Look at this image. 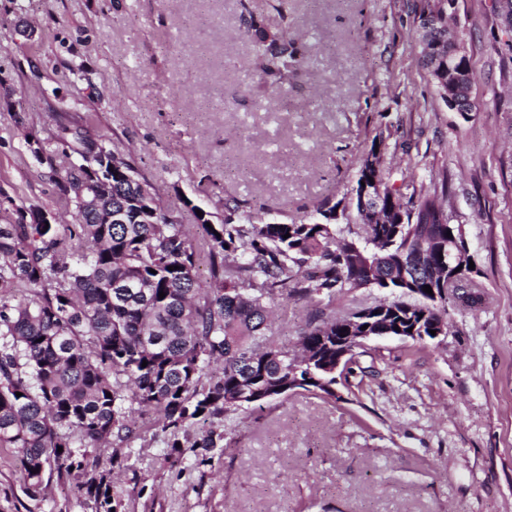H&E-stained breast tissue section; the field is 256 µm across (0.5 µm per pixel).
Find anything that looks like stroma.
<instances>
[{"mask_svg":"<svg viewBox=\"0 0 512 512\" xmlns=\"http://www.w3.org/2000/svg\"><path fill=\"white\" fill-rule=\"evenodd\" d=\"M420 0H0V224L75 221L74 128L134 164L193 242L238 202L253 223L306 220L352 189L375 138L403 201L445 188L475 268V303L435 340L376 338L338 398L299 390L185 425L168 460L160 416L96 451L119 455L121 512H512V28L499 0H455L477 74L468 115L427 68ZM302 47L279 93L260 86L246 13ZM278 299L270 342L296 349L312 318L390 300ZM222 445L206 450L209 433ZM0 448V512H96L64 475L24 493Z\"/></svg>","mask_w":512,"mask_h":512,"instance_id":"stroma-1","label":"stroma"}]
</instances>
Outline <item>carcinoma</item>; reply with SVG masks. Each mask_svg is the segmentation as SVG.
<instances>
[{
	"instance_id": "1",
	"label": "carcinoma",
	"mask_w": 512,
	"mask_h": 512,
	"mask_svg": "<svg viewBox=\"0 0 512 512\" xmlns=\"http://www.w3.org/2000/svg\"><path fill=\"white\" fill-rule=\"evenodd\" d=\"M426 16L438 29L448 27V0H421L419 18ZM250 28L261 43V80L282 89L304 65L303 52L253 16ZM374 152L363 159L345 202V224L359 222L348 229L354 235L349 243L336 242V203L321 205L300 224H255L248 215L236 223L239 206L228 202L229 215L218 224L203 212L198 221L212 288L199 278L198 251L183 225L139 209L137 202H154L156 193L116 150L110 154L122 173L94 197L96 151L82 153L83 163L68 172L76 223L0 224V448L15 449L27 496H38L46 467L55 464L76 476L78 492L103 512L120 507L111 468L89 463L88 449L131 438L138 410L161 414L168 457L178 458V430L250 408L237 401L246 386L266 392L297 383L336 397L313 381L318 363L303 364L288 347L267 342L271 303L286 290L330 301L346 288L386 289L405 266L417 274L422 316L407 314L394 300L368 307L369 320L402 336L432 338L447 321L448 301L424 286L432 284L439 255H448L462 233L448 223L436 193L410 207L390 193L403 215L400 224L362 216L361 179ZM106 207L122 213V221L97 223ZM356 315L311 326L301 334L302 352L332 360V336L343 335ZM213 362L224 363L218 376L208 373Z\"/></svg>"
}]
</instances>
